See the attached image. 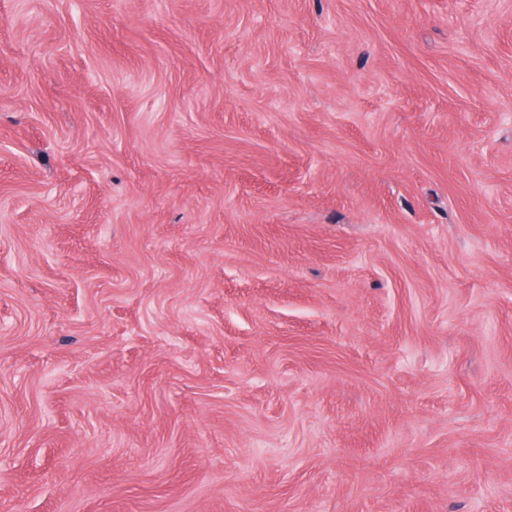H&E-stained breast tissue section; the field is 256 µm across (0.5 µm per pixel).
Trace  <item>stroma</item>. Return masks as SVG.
<instances>
[{"label":"stroma","mask_w":512,"mask_h":512,"mask_svg":"<svg viewBox=\"0 0 512 512\" xmlns=\"http://www.w3.org/2000/svg\"><path fill=\"white\" fill-rule=\"evenodd\" d=\"M0 512H512V0H0Z\"/></svg>","instance_id":"stroma-1"}]
</instances>
